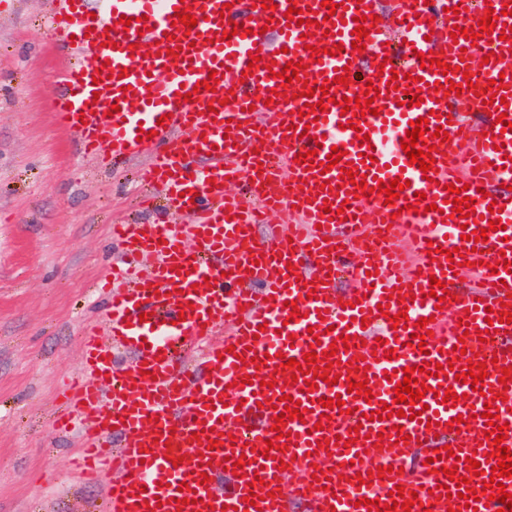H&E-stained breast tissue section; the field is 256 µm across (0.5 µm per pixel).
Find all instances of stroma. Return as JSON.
I'll list each match as a JSON object with an SVG mask.
<instances>
[{
  "label": "stroma",
  "mask_w": 512,
  "mask_h": 512,
  "mask_svg": "<svg viewBox=\"0 0 512 512\" xmlns=\"http://www.w3.org/2000/svg\"><path fill=\"white\" fill-rule=\"evenodd\" d=\"M51 2L0 7V512H97L101 487L78 479L77 442L54 427L60 389L102 303L111 225L160 221L139 205L140 160L98 167L52 120Z\"/></svg>",
  "instance_id": "1"
}]
</instances>
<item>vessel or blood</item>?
<instances>
[{
	"mask_svg": "<svg viewBox=\"0 0 512 512\" xmlns=\"http://www.w3.org/2000/svg\"><path fill=\"white\" fill-rule=\"evenodd\" d=\"M321 2L100 0L95 7L59 0L49 14L67 56L49 97L56 124L99 161L113 151L148 156L144 186H162L169 213L182 218L114 225L119 258L103 285L107 316L86 327L81 378L61 394L68 413L56 428L76 435L78 465L101 484L104 512H288L292 500L312 512H368L361 499L393 504L398 485L418 494L411 512H445L450 503L457 512H498L495 500L466 508L431 459L438 441L457 452L458 468L475 457L482 473L469 484L483 491L496 464L483 443L489 398L512 448V381H499L502 368L512 369V323L498 315L512 294V272L492 268L512 263V133L495 124L501 114L512 117V49L495 32L473 41L451 36L487 14L499 26H512V16L502 15L504 0H394L387 22L376 18L377 0H342L333 12ZM291 7L304 25L286 18ZM184 10L194 15V29L177 23ZM360 16L368 31L361 51L351 46ZM125 17L130 26L122 25ZM236 23L243 32L233 33ZM432 51L442 65L429 70L418 56ZM386 59L392 71L383 74ZM299 60L306 70L285 83L280 72ZM446 64L457 74L444 75ZM212 74L214 90L200 89ZM344 74L346 87L335 82ZM467 79L505 96L480 105L487 121L478 130L450 111L456 94L444 89ZM392 81L397 90H389ZM370 84L380 90L378 115L352 118L336 102L321 120L303 109L326 94L336 101L364 95ZM306 86L313 97H302ZM409 90L421 95L420 105L405 106ZM421 117L449 135L434 154L431 181L401 148ZM360 131L369 145L360 144ZM335 148L346 152L355 180L329 166ZM306 152L313 155L307 167L296 161ZM200 156L210 158L207 168L195 166ZM397 177L408 185L386 204L376 187ZM242 178L243 192H225L228 181ZM362 180L370 195L359 189ZM456 182L468 184L474 202L464 222L448 202ZM284 209L294 210L296 223L259 239V224ZM493 218L501 230H489ZM484 228L487 242L461 237ZM432 245L437 253H429ZM450 248L455 256H447ZM454 261L469 262L473 288L437 303L430 281H451ZM345 272L355 287L344 307L336 281ZM292 302L300 318H291ZM402 311L407 324L387 322ZM423 317L431 337L419 348L410 340ZM462 318L468 328L459 327ZM339 335L350 348L332 353L337 385L308 388L306 374L285 366L309 351L331 352ZM460 342L465 351L457 350ZM184 346L195 352L191 362L177 355ZM118 349L132 355L130 366H114ZM475 359L487 365L479 392L454 373ZM425 362L441 366L438 376H421L430 388L426 411L368 420L393 404L404 368ZM352 380L367 381L372 400L348 393ZM439 386L459 394L457 406L434 397ZM500 392L507 401L497 400ZM288 395L304 418L285 421L278 439L272 426ZM324 396L343 404L323 408ZM326 414L329 427L318 429ZM456 417L463 423L454 432L448 424ZM352 427L358 442L342 446ZM273 438L286 451L264 458ZM416 448L429 464L405 469ZM360 472L367 483L358 482ZM251 492L258 505L247 503Z\"/></svg>",
	"mask_w": 512,
	"mask_h": 512,
	"instance_id": "vessel-or-blood-1",
	"label": "vessel or blood"
}]
</instances>
